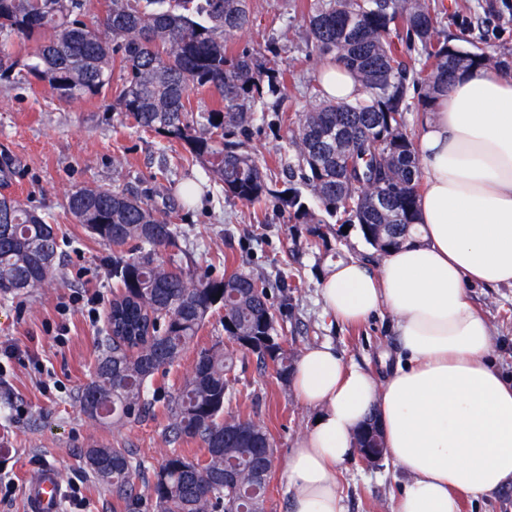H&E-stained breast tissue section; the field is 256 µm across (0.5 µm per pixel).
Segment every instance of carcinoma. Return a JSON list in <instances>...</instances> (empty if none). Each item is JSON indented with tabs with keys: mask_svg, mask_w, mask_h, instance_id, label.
Here are the masks:
<instances>
[{
	"mask_svg": "<svg viewBox=\"0 0 512 512\" xmlns=\"http://www.w3.org/2000/svg\"><path fill=\"white\" fill-rule=\"evenodd\" d=\"M90 0H0V83L18 78L52 95L81 100L125 74L117 104L134 126L184 144L205 163L224 192L250 205L275 195L259 161L229 139L250 125L265 96L284 88V72L259 52L232 54L228 43L251 23L248 0H104L92 21ZM307 20L317 55L342 63L364 96L335 102L323 90L307 111L280 116L291 127L297 164L288 167L280 197L288 223L315 224L310 246H327L324 224L336 236L356 225L384 254L410 238L417 221L420 172L407 131L415 78L401 60L400 43L418 48L427 83L417 94L421 111L448 93L457 73L474 66L512 67V59L435 39L437 18L425 0H310ZM214 91L216 106L193 112L190 94ZM76 223L115 247L112 259V337L102 341L93 381L79 394L84 412L100 422L136 423L163 402L168 442L192 438L203 455L173 453L154 471L146 491L132 476L142 462L129 448L93 445L83 451L88 469L110 468L112 495L124 512H265L254 473L271 468L273 441L259 424L224 412L237 381L234 353L245 350L287 380L295 351L282 341L283 325L267 285L243 273L185 272L154 259L157 244L179 247L180 231L137 195L84 187L67 197ZM61 254L50 217L0 197V296H18L46 284ZM221 314L227 345L202 348L189 376L171 392L162 383L179 364L206 319ZM369 417L354 446L383 443ZM238 484L224 485V469Z\"/></svg>",
	"mask_w": 512,
	"mask_h": 512,
	"instance_id": "1",
	"label": "carcinoma"
}]
</instances>
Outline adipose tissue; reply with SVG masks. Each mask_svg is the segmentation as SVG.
I'll list each match as a JSON object with an SVG mask.
<instances>
[{
    "mask_svg": "<svg viewBox=\"0 0 512 512\" xmlns=\"http://www.w3.org/2000/svg\"><path fill=\"white\" fill-rule=\"evenodd\" d=\"M336 101L363 89L339 63L321 65ZM423 187L419 234L379 264L337 262L323 278L327 313L348 324L394 318L398 360L383 381L328 342L308 346L289 381L311 420L288 457L289 512H344L336 467L369 416L409 477L392 512H459L512 483V379L490 360L476 286H512V72L475 67L424 113L416 139Z\"/></svg>",
    "mask_w": 512,
    "mask_h": 512,
    "instance_id": "adipose-tissue-1",
    "label": "adipose tissue"
}]
</instances>
